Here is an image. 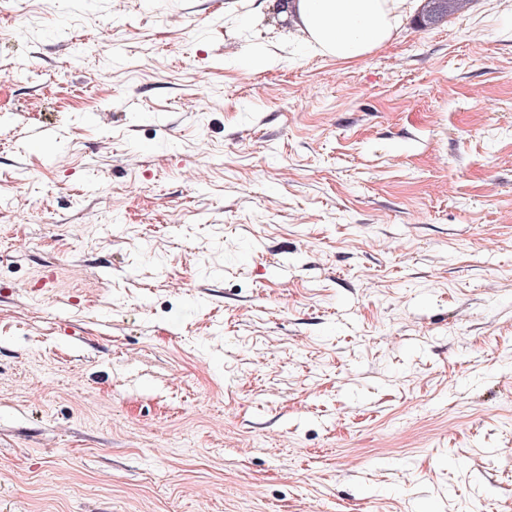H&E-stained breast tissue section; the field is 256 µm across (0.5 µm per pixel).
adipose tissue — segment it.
<instances>
[{"mask_svg":"<svg viewBox=\"0 0 512 512\" xmlns=\"http://www.w3.org/2000/svg\"><path fill=\"white\" fill-rule=\"evenodd\" d=\"M418 0H292L299 35L339 61L364 57L390 42Z\"/></svg>","mask_w":512,"mask_h":512,"instance_id":"obj_1","label":"adipose tissue"}]
</instances>
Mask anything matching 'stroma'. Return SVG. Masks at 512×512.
<instances>
[{
    "label": "stroma",
    "instance_id": "obj_1",
    "mask_svg": "<svg viewBox=\"0 0 512 512\" xmlns=\"http://www.w3.org/2000/svg\"><path fill=\"white\" fill-rule=\"evenodd\" d=\"M277 3L0 13V512H512V0ZM420 0H293L299 35L338 61L364 57L390 42ZM471 0H428L430 6L424 18L418 22L420 27L438 24L445 18L465 11Z\"/></svg>",
    "mask_w": 512,
    "mask_h": 512
}]
</instances>
